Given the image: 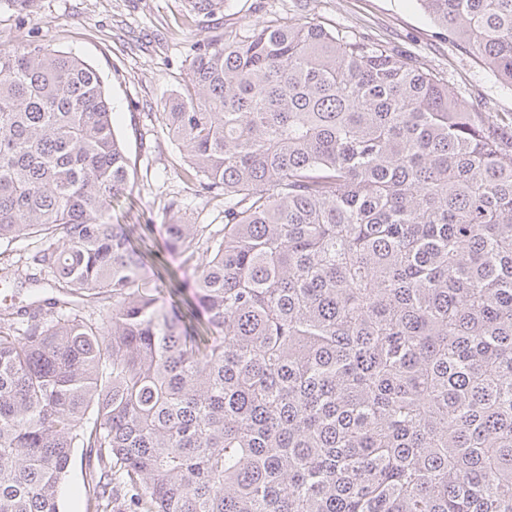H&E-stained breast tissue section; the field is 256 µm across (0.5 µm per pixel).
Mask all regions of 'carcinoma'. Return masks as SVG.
Listing matches in <instances>:
<instances>
[{"instance_id": "carcinoma-1", "label": "carcinoma", "mask_w": 512, "mask_h": 512, "mask_svg": "<svg viewBox=\"0 0 512 512\" xmlns=\"http://www.w3.org/2000/svg\"><path fill=\"white\" fill-rule=\"evenodd\" d=\"M512 86V0H418ZM162 117L224 225H162L179 306L112 211L100 74L0 50V512H512V128L368 38L195 43ZM52 289L44 297L43 285ZM110 310L99 322L86 308ZM82 448L73 449V462L67 483L60 498L61 512H87L86 510V476L81 465Z\"/></svg>"}]
</instances>
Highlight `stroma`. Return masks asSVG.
<instances>
[{"label":"stroma","mask_w":512,"mask_h":512,"mask_svg":"<svg viewBox=\"0 0 512 512\" xmlns=\"http://www.w3.org/2000/svg\"><path fill=\"white\" fill-rule=\"evenodd\" d=\"M279 17L377 41L446 80L474 111L512 123V86L484 68L471 47L448 39L418 0H223L208 16L195 14L189 0H39L24 15L0 0V49L39 42L99 72L114 131L136 167L133 190L112 217L132 225L138 244L156 252L158 229L171 217L224 221L223 199H206L179 177L184 159L160 117L190 75L195 43Z\"/></svg>","instance_id":"obj_1"}]
</instances>
